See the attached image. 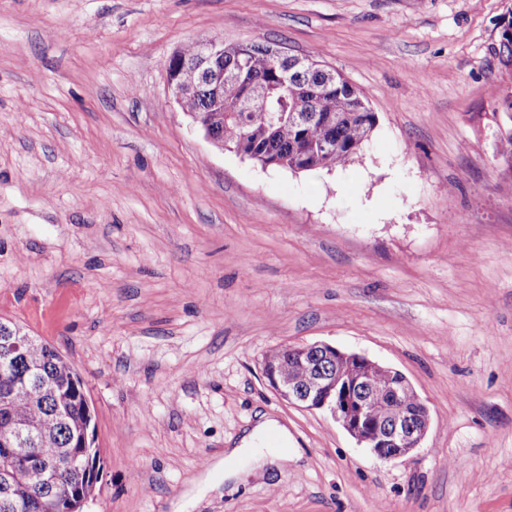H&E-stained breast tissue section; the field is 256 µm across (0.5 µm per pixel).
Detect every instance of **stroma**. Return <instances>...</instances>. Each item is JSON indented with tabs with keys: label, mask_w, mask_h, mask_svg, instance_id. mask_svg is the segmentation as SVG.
Segmentation results:
<instances>
[{
	"label": "stroma",
	"mask_w": 512,
	"mask_h": 512,
	"mask_svg": "<svg viewBox=\"0 0 512 512\" xmlns=\"http://www.w3.org/2000/svg\"><path fill=\"white\" fill-rule=\"evenodd\" d=\"M512 0H0V320L79 372L82 512H512ZM336 70L378 117L331 171L261 168L173 101L189 40ZM328 343L430 414L382 464L282 399L269 351ZM264 413L289 459L223 461Z\"/></svg>",
	"instance_id": "35a3bbf8"
}]
</instances>
